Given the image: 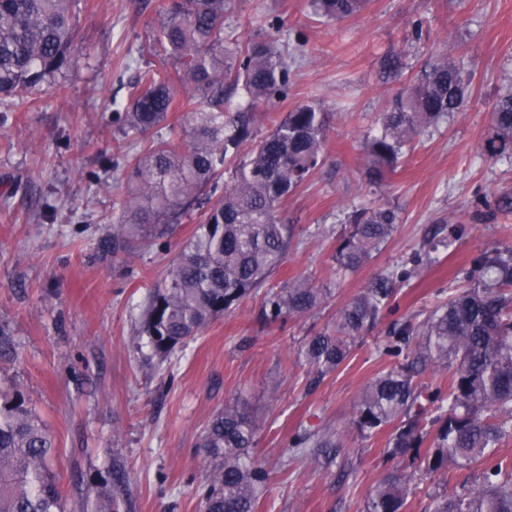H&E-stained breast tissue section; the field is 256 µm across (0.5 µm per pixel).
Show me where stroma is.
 <instances>
[{"label":"stroma","mask_w":512,"mask_h":512,"mask_svg":"<svg viewBox=\"0 0 512 512\" xmlns=\"http://www.w3.org/2000/svg\"><path fill=\"white\" fill-rule=\"evenodd\" d=\"M282 20L280 31L271 24ZM155 0H88L76 36L80 66L45 100L0 124V326L13 353L0 358V383H17L55 438L65 492L98 490L113 461L129 477L130 512H199L209 460L197 443L211 416L240 399L257 422L255 455L272 473L256 512H362L390 469L386 433L350 427L361 389L405 363L383 345L397 322H422L463 288L459 272L497 244L512 245V213L495 211L512 196V167L480 157L490 109L512 88V0H369L342 22L315 16L308 0H236L227 21L244 37L288 40V89L269 109L282 116L318 103L329 114L323 164L279 215L293 224L288 258L271 278L332 288L328 303L302 317L265 324L263 292L209 325L167 359L137 335L148 289L162 284L194 219L145 241L112 237L120 185L128 170L115 119L135 69L130 53L150 40ZM422 41H405L413 24ZM403 52L397 77L381 73L383 55ZM464 53L472 77L467 105L419 136L397 172L368 184L360 145L393 96L440 53ZM397 206L400 222L372 262L335 274L345 212L362 203ZM459 238L433 253L429 242ZM404 274L394 302L346 362L320 383L298 362L301 341L334 328L338 310L380 272ZM332 432L331 470L291 458L297 430Z\"/></svg>","instance_id":"obj_1"}]
</instances>
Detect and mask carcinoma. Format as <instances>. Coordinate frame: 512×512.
I'll list each match as a JSON object with an SVG mask.
<instances>
[{
  "label": "carcinoma",
  "mask_w": 512,
  "mask_h": 512,
  "mask_svg": "<svg viewBox=\"0 0 512 512\" xmlns=\"http://www.w3.org/2000/svg\"><path fill=\"white\" fill-rule=\"evenodd\" d=\"M365 0H310L314 15L342 21ZM233 0H159L153 42L124 67L138 78L119 117L129 147L130 180L112 218V236L135 240L196 212L200 224L164 285L149 294L138 333L167 358L209 324L236 310L283 266L294 226L277 215L325 157L329 116L305 103L280 120L266 106L288 88V43L251 40L224 27ZM80 0H0V122L25 102L40 100L77 62L74 33ZM468 98L465 57L440 55L381 114L364 142L370 180L396 171L416 138L461 111ZM182 116L176 117L174 113ZM273 123L256 139V126ZM487 160L512 159V91L491 107ZM229 180L220 184L224 173ZM400 222L388 205L355 208L336 245V273L365 267ZM468 287L413 324H395L385 351L412 357L378 374L360 391L351 422L371 436L388 431L391 470L363 512H405L409 486L421 475L470 468L488 450L512 439V246L478 254L463 271ZM397 276L381 274L337 314L336 329L309 337L298 350L320 381L350 355L351 346L391 309ZM330 297L307 279L266 293L264 316L275 322L303 316ZM448 370V395L417 382L426 367ZM257 426L236 402L209 421L198 447L211 459L201 512H255L271 472L254 455ZM332 447V435L298 431L292 456L322 465L313 448ZM55 442L17 385L0 386V512H66L52 464ZM478 488L434 496L432 512H512V462L484 467ZM127 474L115 470L79 512H121Z\"/></svg>",
  "instance_id": "1"
}]
</instances>
